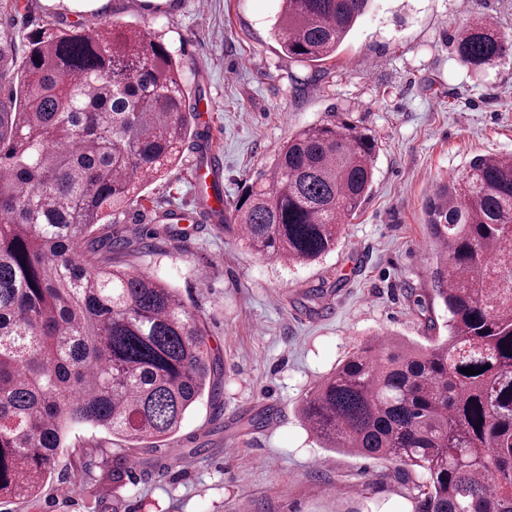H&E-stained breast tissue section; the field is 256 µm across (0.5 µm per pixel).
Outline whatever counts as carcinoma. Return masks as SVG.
Instances as JSON below:
<instances>
[{
	"instance_id": "cac0c4a2",
	"label": "carcinoma",
	"mask_w": 512,
	"mask_h": 512,
	"mask_svg": "<svg viewBox=\"0 0 512 512\" xmlns=\"http://www.w3.org/2000/svg\"><path fill=\"white\" fill-rule=\"evenodd\" d=\"M371 0H280L272 34L319 68ZM472 69L512 54L489 22L455 36ZM0 102V499L36 500L68 430L103 428L132 447L165 441L220 390L204 324L179 289L112 257V216L178 163L193 134L179 62L133 22L48 26L28 37ZM377 145L353 123L290 137L224 229L290 266L336 248L373 183ZM447 335L361 344L298 401L323 447L416 476L413 512H512V155L473 158L426 203ZM488 369L481 370V367ZM463 368L478 371L461 373ZM73 472L130 455L71 451Z\"/></svg>"
}]
</instances>
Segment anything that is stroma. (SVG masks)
Instances as JSON below:
<instances>
[{
  "mask_svg": "<svg viewBox=\"0 0 512 512\" xmlns=\"http://www.w3.org/2000/svg\"><path fill=\"white\" fill-rule=\"evenodd\" d=\"M278 9L279 0H0V43L16 65L32 32L90 14L164 33L192 99L208 106L194 129L213 134L225 208L308 125L344 117L377 143L372 190L336 250L293 267L252 254L219 224L162 233L163 212L201 208L195 171L206 155L191 139L112 229L135 245L122 263L178 288L203 320L220 397H203L158 448L139 449L123 488L101 467L96 497L83 496L64 453L36 503L6 500L0 512H411L402 468L320 448L296 406L372 336L423 341L421 302L445 326L426 202L474 157L512 154V57L474 71L453 38L490 18L512 41V0H373L315 81L272 37ZM267 407L274 415L249 425Z\"/></svg>",
  "mask_w": 512,
  "mask_h": 512,
  "instance_id": "35a3bbf8",
  "label": "stroma"
}]
</instances>
